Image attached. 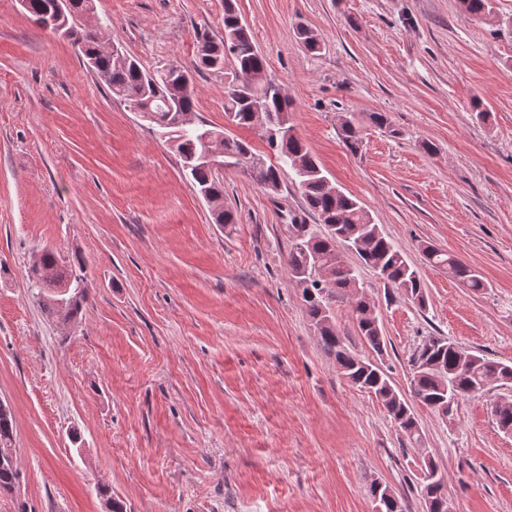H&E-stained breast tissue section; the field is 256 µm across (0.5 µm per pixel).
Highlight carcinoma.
I'll list each match as a JSON object with an SVG mask.
<instances>
[{"label":"carcinoma","mask_w":512,"mask_h":512,"mask_svg":"<svg viewBox=\"0 0 512 512\" xmlns=\"http://www.w3.org/2000/svg\"><path fill=\"white\" fill-rule=\"evenodd\" d=\"M493 2L460 0L463 11L475 18L491 16ZM296 36L308 53L321 54L324 43L316 30L301 24L296 29ZM78 43L87 65L104 82L112 97L126 104L134 100L148 103L163 117L167 101L178 96L183 111H194V88H188L181 95V86L173 78L175 73H184L183 69L170 67L152 82L149 73L133 57L119 60L100 53L97 30L80 29ZM217 58L223 62L232 60L231 72L224 71L222 66H214L212 61ZM195 65L199 70L224 73L225 114L234 125L252 128V101L242 94V88L249 75L266 72V60L254 44L248 26L240 22L233 0H224V37L218 41L207 36L198 38ZM262 101L266 111L276 117L290 114L291 103L285 95L265 91ZM367 121L391 136L397 135V129L385 112H371L367 114ZM340 128L347 149L358 154L363 140L352 117L341 116ZM206 130L207 125L198 122L176 125L167 131V138L172 140L171 146L178 157L197 156L206 148L203 141ZM261 138L275 155L276 163L258 171L247 167L244 171L270 192L277 191L284 178L293 177L301 189L306 208L317 215L323 226V232L315 234L308 225H299L305 230V240L294 242L287 257L288 274L301 290L302 301L316 328L322 350L335 360L344 378L380 401L394 425L409 439L419 442L417 420L407 400L396 391L379 364L362 359L348 349L336 332L332 309L337 294L349 295L360 335L374 352L380 354L385 347L379 320L373 314V306L363 300L355 268L343 265L338 246L347 242L358 244L360 249L356 254L364 265L373 269L384 284L399 290L423 308L426 306V290L418 270L373 223L358 199L340 189L333 193L326 187V176L320 163L298 136L284 140L263 133ZM222 147L227 154L251 152L247 142L229 136L222 140ZM187 174L197 190H207L217 200L224 201V182L210 168L194 163L187 169ZM424 260L432 267L447 270L474 291L485 288L480 275L451 253L433 248L424 251ZM28 283L44 311L60 323L75 322L82 315L88 300L85 275L60 253L47 247L41 249L28 268ZM412 363L413 396L437 414L452 399L481 392L495 382L512 383V366L472 354L446 337L427 338L413 355ZM492 415L500 431L512 433V400L494 403ZM14 433L11 410L8 405L0 404V494L12 492L19 477L16 465L12 464ZM370 493L379 501L382 512H404L402 501L389 486L373 483Z\"/></svg>","instance_id":"carcinoma-1"}]
</instances>
